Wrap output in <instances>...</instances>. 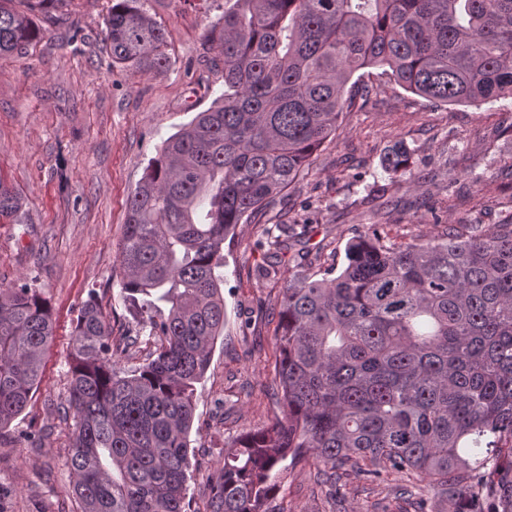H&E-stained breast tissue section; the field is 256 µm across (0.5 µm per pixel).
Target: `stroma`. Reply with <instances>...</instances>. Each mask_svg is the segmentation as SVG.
I'll use <instances>...</instances> for the list:
<instances>
[{
  "label": "stroma",
  "instance_id": "35a3bbf8",
  "mask_svg": "<svg viewBox=\"0 0 512 512\" xmlns=\"http://www.w3.org/2000/svg\"><path fill=\"white\" fill-rule=\"evenodd\" d=\"M112 0H69L27 54L0 58V176L18 190L23 224L0 223V286L34 280L57 320L46 375L26 410L0 432V512H78L65 465L70 423L62 414L69 369V328L96 294L114 328L134 329L133 309L119 276L126 198L166 138L224 93V58L208 30L224 0H142L160 23L170 63L164 73H132L112 65L103 49ZM370 103L347 113L318 149L308 170L260 223L242 224L224 246L227 321L211 365L197 386L190 436L191 512H209L224 449L271 423L278 406L276 303L281 278L263 275L274 256L264 230L280 219L307 222L290 238L310 270L343 266L346 243L387 222L390 241L441 233L443 225L512 220V191L498 171L512 160V140L498 126L512 123V99L481 107L440 105L370 75ZM405 142L424 180L389 181L385 150ZM44 433L41 444L20 439ZM392 485L342 479L346 512H407L427 487L408 494ZM288 512H332L313 470L298 466L283 480Z\"/></svg>",
  "mask_w": 512,
  "mask_h": 512
}]
</instances>
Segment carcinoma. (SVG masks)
<instances>
[{"mask_svg":"<svg viewBox=\"0 0 512 512\" xmlns=\"http://www.w3.org/2000/svg\"><path fill=\"white\" fill-rule=\"evenodd\" d=\"M211 31L224 95L167 138L125 204L120 284L135 335L113 336L92 294L70 328L65 465L80 512H188L196 384L224 332V241L308 167L378 68L407 92L480 107L512 98V0H226ZM66 0H0V57L41 40ZM104 46L134 73L167 69L164 29L113 0ZM394 179L413 149L382 158ZM23 202L0 179V223ZM351 239L335 276L292 271L278 309L279 414L224 451L211 512H285L304 463L329 498L353 475L424 482L446 512H512V221L386 244ZM33 282L0 287V431L27 407L55 336ZM153 349L133 370L115 360Z\"/></svg>","mask_w":512,"mask_h":512,"instance_id":"1","label":"carcinoma"}]
</instances>
